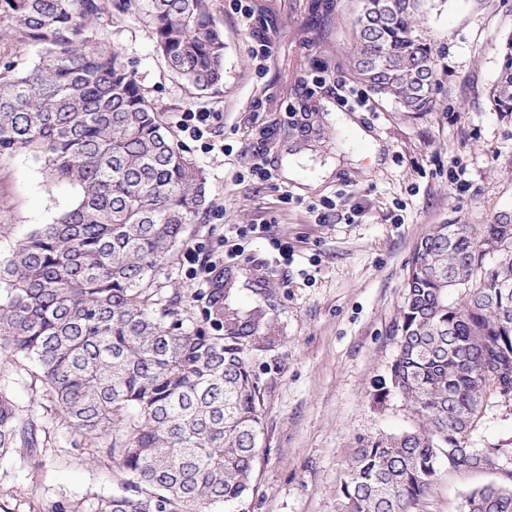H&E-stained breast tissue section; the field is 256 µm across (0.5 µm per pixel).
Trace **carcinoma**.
I'll list each match as a JSON object with an SVG mask.
<instances>
[{
  "mask_svg": "<svg viewBox=\"0 0 512 512\" xmlns=\"http://www.w3.org/2000/svg\"><path fill=\"white\" fill-rule=\"evenodd\" d=\"M354 68L407 112H428L438 72L422 27L428 0H362ZM156 47L188 84L224 77V36L207 0H151ZM103 0H0V26L43 47L0 72V157L29 153L75 203L0 265V354L37 365L122 493L65 512H223L251 489L260 388L244 354L265 321L236 289L210 295L215 336L186 329L154 299L158 269L204 209L202 171L168 136L121 55L85 30ZM489 98L512 112V37ZM398 352L375 389L401 396L417 425L370 438L337 489L342 512H422L444 471L512 461L469 447L488 402H512V222L437 224L416 245L394 325ZM34 418L0 391V459L40 452ZM470 490L463 512H512V469Z\"/></svg>",
  "mask_w": 512,
  "mask_h": 512,
  "instance_id": "cac0c4a2",
  "label": "carcinoma"
}]
</instances>
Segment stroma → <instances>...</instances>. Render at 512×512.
Returning <instances> with one entry per match:
<instances>
[{"label":"stroma","instance_id":"35a3bbf8","mask_svg":"<svg viewBox=\"0 0 512 512\" xmlns=\"http://www.w3.org/2000/svg\"><path fill=\"white\" fill-rule=\"evenodd\" d=\"M208 3L224 32V79L203 92L157 51L149 0H105L89 34L129 62L175 145L204 172L209 207L181 239L201 242L200 262L216 261L209 288L235 286L246 303L267 309L244 348L261 392L260 454L251 489L231 512H338L336 489L355 449L416 424L400 397L379 404L373 394L396 356L391 331L417 242L436 224L512 219V114L488 98L512 36V0H432L424 26L438 62L437 104L414 115L379 95L372 112L340 105L338 85L356 81L350 56L361 0H247L248 26L231 0ZM262 39L272 44L263 67L251 55ZM188 110L219 115L202 140L178 125ZM454 159L465 170L456 186ZM259 161L270 180L249 177ZM77 194L30 155L1 158L0 262ZM326 198L337 207L321 224L309 207ZM266 221L288 242L289 259L254 239L222 261L229 226ZM188 267L176 248L156 293L177 298L185 327H203L205 304ZM0 388L33 412L43 445L38 483L27 478V457L0 461V512H57L70 500L119 493L98 461L100 445L67 424L31 360L0 362ZM510 441L512 406L489 404L471 447ZM491 479L442 474L424 512H461L463 492Z\"/></svg>","mask_w":512,"mask_h":512}]
</instances>
